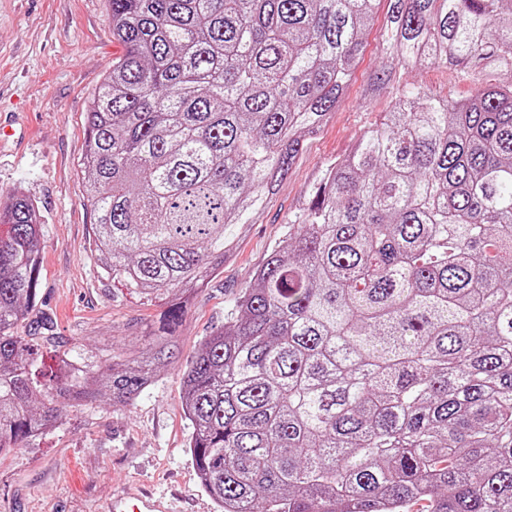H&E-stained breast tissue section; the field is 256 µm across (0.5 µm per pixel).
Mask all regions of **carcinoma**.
Masks as SVG:
<instances>
[{
  "label": "carcinoma",
  "mask_w": 512,
  "mask_h": 512,
  "mask_svg": "<svg viewBox=\"0 0 512 512\" xmlns=\"http://www.w3.org/2000/svg\"><path fill=\"white\" fill-rule=\"evenodd\" d=\"M122 54L79 161L94 251L164 302L143 351H37L41 214L0 204V454L67 406L127 407L178 358L224 265L340 102L374 0H107ZM386 64L512 73V0H388ZM294 231L183 375L189 453L220 512H512V84L422 86L325 172Z\"/></svg>",
  "instance_id": "obj_1"
}]
</instances>
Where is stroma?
Instances as JSON below:
<instances>
[{"mask_svg":"<svg viewBox=\"0 0 512 512\" xmlns=\"http://www.w3.org/2000/svg\"><path fill=\"white\" fill-rule=\"evenodd\" d=\"M388 4L377 0L364 48L327 122L307 141L257 223L237 237L223 267L194 293L177 335L178 361L128 407L107 399L69 409L63 425L0 455V512H105L113 498L161 495L170 512H219L188 452L183 372L204 339L224 323L257 269L288 235L289 219L311 199L325 168L344 157L396 106V89L418 83L468 96L475 79L512 83V74L477 62L408 68L374 88L387 37ZM121 52L107 0H0V113L26 124L0 147V199L23 191L43 221L39 301L65 341L94 346L112 338L142 348L161 302H147L106 277L93 250L94 216L85 206L78 160L91 93Z\"/></svg>","mask_w":512,"mask_h":512,"instance_id":"1","label":"stroma"}]
</instances>
